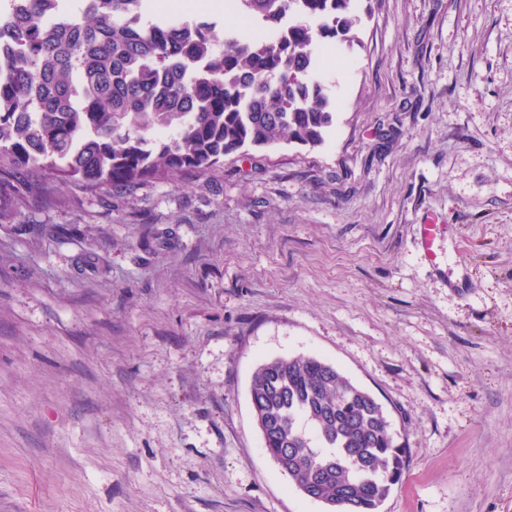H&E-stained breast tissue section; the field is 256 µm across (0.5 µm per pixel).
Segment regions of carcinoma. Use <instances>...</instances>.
Masks as SVG:
<instances>
[{
    "label": "carcinoma",
    "mask_w": 512,
    "mask_h": 512,
    "mask_svg": "<svg viewBox=\"0 0 512 512\" xmlns=\"http://www.w3.org/2000/svg\"><path fill=\"white\" fill-rule=\"evenodd\" d=\"M14 0L0 42L17 47L0 75V177L58 178L87 190L204 172L250 147H315L336 117L319 80L321 43L350 42L357 0H234L279 40L221 35L206 21L147 18V0ZM158 129L172 135L161 137ZM264 451L297 489L336 512H380L405 451L382 404L315 355L253 374Z\"/></svg>",
    "instance_id": "cac0c4a2"
}]
</instances>
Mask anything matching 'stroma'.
Instances as JSON below:
<instances>
[{"mask_svg": "<svg viewBox=\"0 0 512 512\" xmlns=\"http://www.w3.org/2000/svg\"><path fill=\"white\" fill-rule=\"evenodd\" d=\"M358 9L319 49L322 145L130 191L0 181V512H326L251 404L300 354L406 448L381 512H512V0Z\"/></svg>", "mask_w": 512, "mask_h": 512, "instance_id": "1", "label": "stroma"}]
</instances>
